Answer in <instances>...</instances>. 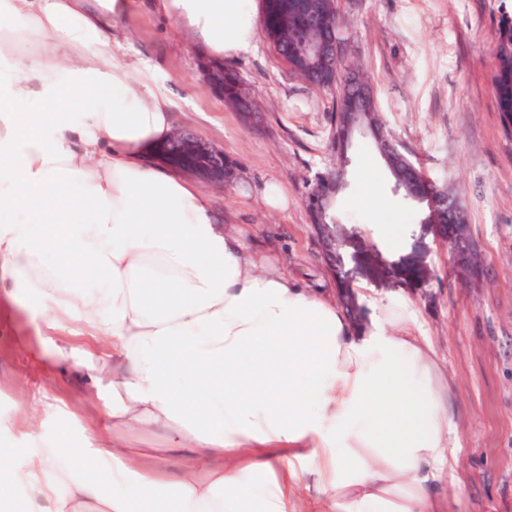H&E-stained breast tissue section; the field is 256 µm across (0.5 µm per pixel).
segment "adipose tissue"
Wrapping results in <instances>:
<instances>
[{"instance_id": "ef3b65f1", "label": "adipose tissue", "mask_w": 512, "mask_h": 512, "mask_svg": "<svg viewBox=\"0 0 512 512\" xmlns=\"http://www.w3.org/2000/svg\"><path fill=\"white\" fill-rule=\"evenodd\" d=\"M131 5L0 0V294L112 423L43 446L64 410L42 394L17 466L0 418V512H446L455 421L408 306L355 324L156 161L172 102L115 50ZM156 6L213 59L257 45L259 0Z\"/></svg>"}]
</instances>
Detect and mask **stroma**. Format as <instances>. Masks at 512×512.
<instances>
[{"mask_svg":"<svg viewBox=\"0 0 512 512\" xmlns=\"http://www.w3.org/2000/svg\"><path fill=\"white\" fill-rule=\"evenodd\" d=\"M502 0H337L342 65L373 88L380 122L399 149L464 202L482 257L467 279L447 250L430 243L433 280L420 289L385 288L357 278L364 302L407 301L415 333L429 337L451 379L449 401L459 464L439 484L447 512H512V136L503 129L491 85ZM121 54L130 64L155 65V80L175 106V127H189L236 163L247 188L207 186L218 213L250 225L257 241L284 257L305 287L335 293L305 199L317 173L330 165L336 92L306 84L267 37L233 60L256 104L246 121L209 87L193 38L136 0L119 22ZM372 177L383 205L373 214L357 203L360 174ZM288 195L284 212L265 210L267 185ZM333 213L338 222L416 227L421 207L395 190V179L369 137L349 153L346 185ZM42 342L25 314L0 309V415L27 408L48 389L75 415L68 445H84L82 425L101 422L69 363L39 361Z\"/></svg>","mask_w":512,"mask_h":512,"instance_id":"35a3bbf8","label":"stroma"}]
</instances>
